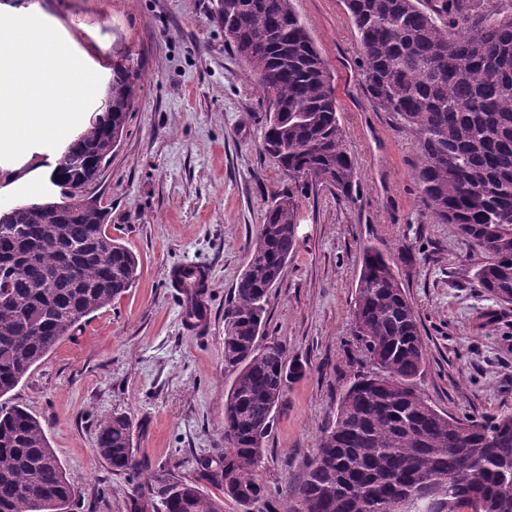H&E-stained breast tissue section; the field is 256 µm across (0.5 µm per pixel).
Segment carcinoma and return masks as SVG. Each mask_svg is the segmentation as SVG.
I'll list each match as a JSON object with an SVG mask.
<instances>
[{
    "label": "carcinoma",
    "mask_w": 512,
    "mask_h": 512,
    "mask_svg": "<svg viewBox=\"0 0 512 512\" xmlns=\"http://www.w3.org/2000/svg\"><path fill=\"white\" fill-rule=\"evenodd\" d=\"M365 60L363 91L416 139L413 178L439 224L480 252L476 286L512 304V0H344ZM224 39L256 74L266 103L262 147L288 179L268 207L224 311L228 446L195 457L193 478L159 469L133 512H224L210 485L247 505L268 498L255 470L287 383L303 374L286 345H260L271 289L297 248L299 197L315 185L353 200L357 164L337 118L333 80L291 0H217ZM138 72L112 65L105 112L51 174L62 200L24 203L0 220V397L92 314L134 286L139 261L106 232L83 189L124 133ZM369 368L321 431L315 456L268 512H512V413L455 416L418 388L421 321L393 261L371 245L352 311ZM134 425L101 422L96 452L114 474H138ZM75 490L42 423L0 405V512H70Z\"/></svg>",
    "instance_id": "carcinoma-1"
}]
</instances>
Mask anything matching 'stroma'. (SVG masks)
I'll list each match as a JSON object with an SVG mask.
<instances>
[{"instance_id":"stroma-1","label":"stroma","mask_w":512,"mask_h":512,"mask_svg":"<svg viewBox=\"0 0 512 512\" xmlns=\"http://www.w3.org/2000/svg\"><path fill=\"white\" fill-rule=\"evenodd\" d=\"M332 75L339 122L359 167L354 200L309 191L297 210V251L267 307V336L303 376L289 382L257 473L271 495L298 480L321 429L363 359L352 302L363 245L394 254V269L424 328L418 382L454 415L512 412V305L473 283L478 251L431 219L412 173L413 135L362 88L365 63L343 0H291ZM215 0H0V13L34 14L99 74L85 114L101 110L112 65L139 67L137 99L108 165L84 189L107 231L136 254L140 275L44 357L0 403L37 417L77 490L71 512H127L144 476L113 474L95 451L101 421L130 417L134 446L152 467L193 475L194 457L224 445V311L249 258L281 171L261 151L264 114L254 73L224 40ZM60 149L0 167V204L58 198ZM39 172L31 193L25 176ZM411 256L399 258L401 247ZM208 275L205 326L186 323L171 268Z\"/></svg>"}]
</instances>
